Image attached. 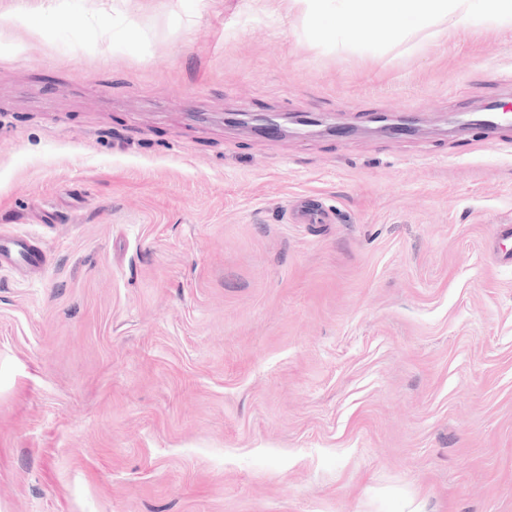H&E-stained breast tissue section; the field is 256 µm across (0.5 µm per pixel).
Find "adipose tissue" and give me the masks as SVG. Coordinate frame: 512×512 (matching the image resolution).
<instances>
[{
  "mask_svg": "<svg viewBox=\"0 0 512 512\" xmlns=\"http://www.w3.org/2000/svg\"><path fill=\"white\" fill-rule=\"evenodd\" d=\"M326 44L348 49L359 28L383 31L388 43L406 52L468 29L473 20L512 31V0H293Z\"/></svg>",
  "mask_w": 512,
  "mask_h": 512,
  "instance_id": "ef3b65f1",
  "label": "adipose tissue"
}]
</instances>
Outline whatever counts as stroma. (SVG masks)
<instances>
[{
  "label": "stroma",
  "instance_id": "obj_1",
  "mask_svg": "<svg viewBox=\"0 0 512 512\" xmlns=\"http://www.w3.org/2000/svg\"><path fill=\"white\" fill-rule=\"evenodd\" d=\"M19 7L80 26L31 46ZM0 36V231L44 257L0 269V512H512V124L445 123L512 99V32L334 50L283 0H0ZM291 220L294 224H330L329 211L320 207L309 197L299 198L291 209Z\"/></svg>",
  "mask_w": 512,
  "mask_h": 512
}]
</instances>
